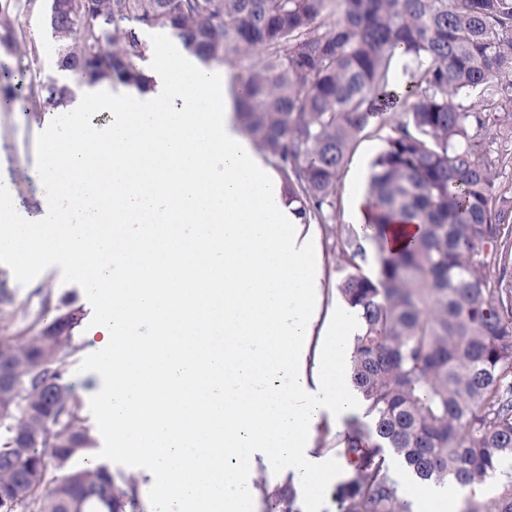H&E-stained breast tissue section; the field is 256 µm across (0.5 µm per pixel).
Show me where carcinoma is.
Wrapping results in <instances>:
<instances>
[{
    "mask_svg": "<svg viewBox=\"0 0 512 512\" xmlns=\"http://www.w3.org/2000/svg\"><path fill=\"white\" fill-rule=\"evenodd\" d=\"M13 0H0V44L16 45ZM58 69L36 107L56 112L72 83L144 90L160 30L206 67H227L242 133L271 158L288 202L307 224L326 219L359 135L390 127L371 166L368 213L336 236L343 301L360 311L351 380L354 417L337 443L346 476L340 512H411L390 472L396 458L421 481L482 486L505 477L465 512H512V213L497 180L512 151L492 155L491 131L512 122V0H83L82 18L49 16ZM412 63L395 88L398 53ZM33 93V79L0 57V110ZM472 99L466 107L462 100ZM399 115L393 120V115ZM418 231L398 249L393 227ZM16 387L0 392V512H124L91 465L95 447L66 367L71 332L31 324L1 337ZM58 381L53 399L46 382ZM83 458L79 468H68ZM296 507L293 483L276 492Z\"/></svg>",
    "mask_w": 512,
    "mask_h": 512,
    "instance_id": "obj_1",
    "label": "carcinoma"
}]
</instances>
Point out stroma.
I'll list each match as a JSON object with an SVG mask.
<instances>
[{"label":"stroma","mask_w":512,"mask_h":512,"mask_svg":"<svg viewBox=\"0 0 512 512\" xmlns=\"http://www.w3.org/2000/svg\"><path fill=\"white\" fill-rule=\"evenodd\" d=\"M48 8L49 0H23L15 15L18 47L11 56L14 63L43 79L60 75L58 45L46 22ZM51 119V114L37 111L29 98L19 101L14 110H0V181L6 183L17 211L30 220L40 219L44 213V200L37 188L35 146L37 135ZM387 135V130L371 128L362 134L345 167L335 210L316 225L326 280L325 309H332L337 301V286L345 274V264L334 249L336 235L342 226L362 223L363 214L356 210L355 202L366 196L370 165L383 151ZM0 288L9 289L12 297L11 304L0 307V337L17 335L27 318L50 324L64 313L67 300L82 308L85 316L93 314L81 287L63 282L56 266L47 268L26 286L0 266ZM41 288L50 289V306H42L37 294Z\"/></svg>","instance_id":"stroma-1"}]
</instances>
